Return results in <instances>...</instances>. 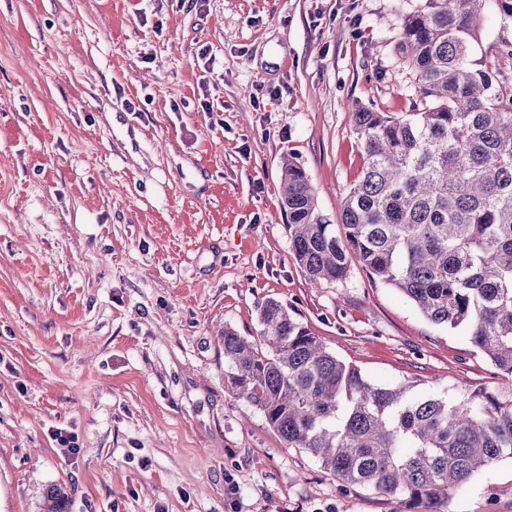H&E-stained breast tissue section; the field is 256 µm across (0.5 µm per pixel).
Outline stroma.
<instances>
[{
  "label": "stroma",
  "mask_w": 512,
  "mask_h": 512,
  "mask_svg": "<svg viewBox=\"0 0 512 512\" xmlns=\"http://www.w3.org/2000/svg\"><path fill=\"white\" fill-rule=\"evenodd\" d=\"M420 6L0 0V512H43L55 485L68 512H394L231 392L218 333L256 335L273 299L374 382L497 381L360 266L310 284L280 205L290 158L339 223L365 162L351 106L409 113L396 44ZM510 47L485 9L474 58L506 84ZM448 512H512V460Z\"/></svg>",
  "instance_id": "stroma-1"
}]
</instances>
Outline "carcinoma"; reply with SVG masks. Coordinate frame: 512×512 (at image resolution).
<instances>
[{
	"instance_id": "1",
	"label": "carcinoma",
	"mask_w": 512,
	"mask_h": 512,
	"mask_svg": "<svg viewBox=\"0 0 512 512\" xmlns=\"http://www.w3.org/2000/svg\"><path fill=\"white\" fill-rule=\"evenodd\" d=\"M485 0H425L397 50L418 88L395 118L355 104L366 165L328 223L304 168L281 174L293 259L318 285L360 265L431 323L463 328L500 372L491 388L448 399L378 385L340 360L279 302L259 306V333L224 328L231 391L348 485L417 512H447L450 492L512 459V84L473 54ZM61 487L46 512H66Z\"/></svg>"
}]
</instances>
